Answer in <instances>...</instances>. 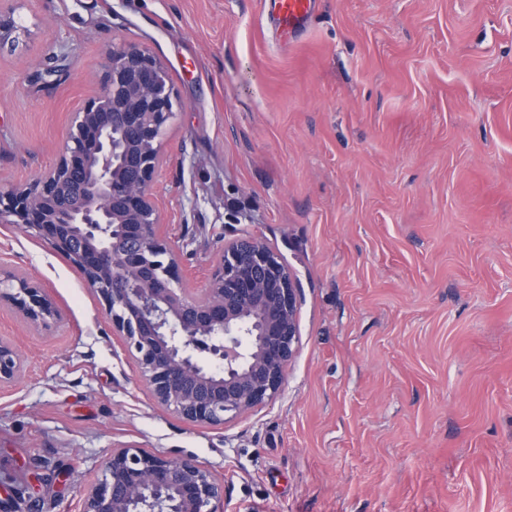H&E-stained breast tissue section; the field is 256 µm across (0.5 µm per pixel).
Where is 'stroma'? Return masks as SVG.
I'll use <instances>...</instances> for the list:
<instances>
[{
  "label": "stroma",
  "instance_id": "1",
  "mask_svg": "<svg viewBox=\"0 0 512 512\" xmlns=\"http://www.w3.org/2000/svg\"><path fill=\"white\" fill-rule=\"evenodd\" d=\"M0 188L62 152L112 48L164 68L153 193L197 294L262 237L301 293L282 392L221 426L159 406L70 263L0 223V269L51 329L0 308V491L80 512L112 449L192 457L217 512H512V0H318L281 45L262 0H10ZM14 308L35 327L49 328L61 319L59 308L32 277L0 271V306ZM23 371V361L13 343L0 338V390L9 386Z\"/></svg>",
  "mask_w": 512,
  "mask_h": 512
}]
</instances>
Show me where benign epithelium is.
I'll return each mask as SVG.
<instances>
[{"mask_svg":"<svg viewBox=\"0 0 512 512\" xmlns=\"http://www.w3.org/2000/svg\"><path fill=\"white\" fill-rule=\"evenodd\" d=\"M16 26L0 10V46ZM98 94L76 113L55 164L23 187L0 189V222L35 231L93 290L157 403L198 425L219 426L273 400L300 344L302 297L278 253L245 236L224 246L199 295L180 287L179 263L161 240L151 184L172 114L157 60L137 46L109 53ZM65 184L76 189L54 213L41 204ZM35 327L61 319L28 276L0 273V306ZM23 371L0 338V388ZM224 484L197 460L114 448L84 494L80 512H215Z\"/></svg>","mask_w":512,"mask_h":512,"instance_id":"benign-epithelium-1","label":"benign epithelium"}]
</instances>
